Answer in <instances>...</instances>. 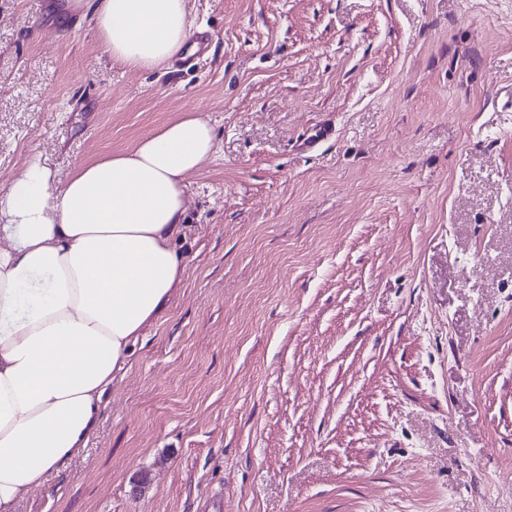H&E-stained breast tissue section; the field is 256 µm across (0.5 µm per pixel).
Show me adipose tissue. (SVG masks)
Wrapping results in <instances>:
<instances>
[{
	"label": "adipose tissue",
	"instance_id": "ef3b65f1",
	"mask_svg": "<svg viewBox=\"0 0 512 512\" xmlns=\"http://www.w3.org/2000/svg\"><path fill=\"white\" fill-rule=\"evenodd\" d=\"M74 6L132 70L164 67L193 32L187 0ZM215 152L212 124L187 114L62 184L32 155L0 192V512L95 435L115 373L183 281L185 178Z\"/></svg>",
	"mask_w": 512,
	"mask_h": 512
}]
</instances>
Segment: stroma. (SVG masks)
<instances>
[{"instance_id":"1","label":"stroma","mask_w":512,"mask_h":512,"mask_svg":"<svg viewBox=\"0 0 512 512\" xmlns=\"http://www.w3.org/2000/svg\"><path fill=\"white\" fill-rule=\"evenodd\" d=\"M71 4L0 0V190L188 113L217 152L181 287L16 512H512V0H188L206 49L152 72Z\"/></svg>"}]
</instances>
